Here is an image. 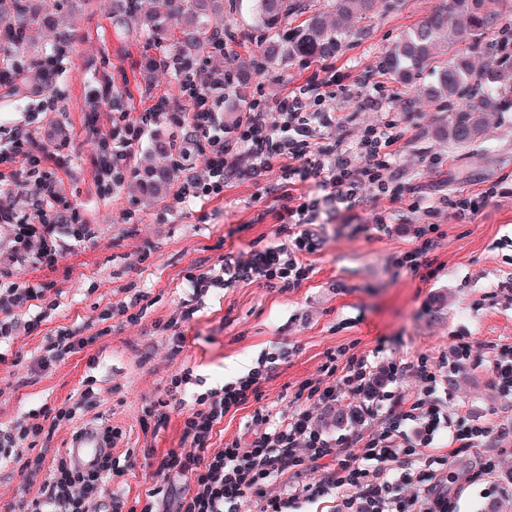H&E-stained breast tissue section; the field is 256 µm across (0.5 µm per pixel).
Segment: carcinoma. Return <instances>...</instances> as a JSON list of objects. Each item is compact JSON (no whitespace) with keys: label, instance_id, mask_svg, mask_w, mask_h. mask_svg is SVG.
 I'll list each match as a JSON object with an SVG mask.
<instances>
[{"label":"carcinoma","instance_id":"obj_1","mask_svg":"<svg viewBox=\"0 0 512 512\" xmlns=\"http://www.w3.org/2000/svg\"><path fill=\"white\" fill-rule=\"evenodd\" d=\"M166 11L154 7V0H114L112 23L122 24L126 18H137L142 30L149 34L165 33L173 41L175 53L165 63L176 71L188 69L190 61L205 49L224 52L225 44L216 43L214 32L205 24L210 11L224 9V0H165ZM256 25L268 34L261 48L263 63L272 69L292 58L328 60L341 46L339 21L368 12L375 0H330V13L312 8L308 0H250ZM504 0H441L431 17L405 35L383 56L380 68L399 74L413 83L422 64L433 55L440 43L452 50L448 65L434 73L429 94L446 99L454 108L451 121L443 133L454 145L466 147L482 136L485 113L512 110V25L503 18ZM55 0H8L0 10V25L8 26L6 39L23 45L28 33L53 20ZM312 12L305 25L286 26L288 16ZM467 43L475 50L492 56L484 70L476 73L463 53L453 47ZM69 26L60 21L55 30L52 51L36 58L28 71L14 73L12 87L18 96L28 94L41 85L49 73V64L69 51ZM221 85L229 111L239 112L247 105L248 76L241 67L224 69ZM153 153L170 161L176 151L173 143L156 138ZM184 152V149L177 150ZM134 179L151 198L167 194L171 169L166 163L134 173Z\"/></svg>","mask_w":512,"mask_h":512}]
</instances>
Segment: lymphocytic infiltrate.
I'll return each instance as SVG.
<instances>
[{
	"label": "lymphocytic infiltrate",
	"mask_w": 512,
	"mask_h": 512,
	"mask_svg": "<svg viewBox=\"0 0 512 512\" xmlns=\"http://www.w3.org/2000/svg\"><path fill=\"white\" fill-rule=\"evenodd\" d=\"M184 90L193 106L189 115V134L213 146L205 178L188 179L181 193L194 198L221 195L224 191V155L235 143H245L255 159L252 175L259 176L274 166L287 167L290 176L306 180L313 172L323 175L322 186L329 198L339 203L354 199L363 189L386 194L389 184L382 172L387 169L381 160L382 149L394 145L396 135L386 130L369 129L365 138L370 159L368 165L355 167L339 156L326 162L324 149L313 142L316 126L331 127L335 119L329 112L310 111V85H303L278 98L275 112L282 117L280 125L269 123L266 110L250 108L240 122L235 136L224 130V101L209 82L190 80ZM151 114L140 120L126 122L123 129L111 130L101 137L95 159L97 185L101 192L119 186L129 148L142 138ZM31 134L16 128L11 148L0 153V165L21 162L35 175V189L27 204L38 217V224L19 226L18 244L38 238V254L51 259L57 246L56 236L66 225L87 227L89 219L81 207L67 200L60 191L56 153L31 154ZM320 199L311 198L294 208H283L279 214L280 231L287 235L285 243L251 249L238 258L225 260L217 268L194 267L186 275L195 296L207 294L212 287H229L239 281L263 280L279 282L295 288L308 280L313 268L308 255L320 247V240L311 231L320 210ZM54 290L49 281L7 282L0 286V343L18 330H34L36 320L18 322L15 310L31 307L33 302H47ZM97 335L86 336L80 330L63 327L49 337L43 354L33 363L36 372L80 353L94 345ZM277 366L276 358L265 360L237 381L224 384L197 396L192 408H185L178 396L181 379H174L165 396L145 403L140 423L154 430L166 428L170 414L183 411L182 447L158 451L146 449L144 459L156 485L144 498L126 503L114 497L103 512H157V504L166 495V484L180 480L183 489L175 500L174 512H240L241 503L253 498L260 503V512H289L291 494L273 495L268 491L271 481L288 471L311 469L326 471V480L303 485L301 494L310 501L335 497L336 512H450L451 501L442 488L443 475L436 470L420 468L419 451H438L440 463L467 449L478 447L492 433L486 424L468 417H451L436 402L433 394L438 381L437 365L421 356L413 361H392L387 370L393 381L406 375L422 385L417 397H405L392 391L384 401L365 405L367 416L385 412V424L367 440L346 442L337 447L312 421V407L329 405L339 397L355 399L365 396L370 370L365 360L341 358L339 352L326 354L323 370L337 375L338 380L326 385L304 383L296 398L299 402L278 423H271L270 414L262 405V383L270 379ZM253 405L251 420L261 426L262 434L251 441L238 439L225 443L221 449L211 446L214 429L230 410ZM76 407L45 408L42 422L21 420L0 427V463L15 461L22 469L38 472L46 459L37 448L40 440L51 439L54 430L72 421ZM499 439L512 436V430L501 429ZM31 457H24V450ZM115 461L104 454L94 470L74 469L67 458L54 460L51 478L40 493L22 499L23 512H92V502L104 478L111 476Z\"/></svg>",
	"instance_id": "obj_1"
}]
</instances>
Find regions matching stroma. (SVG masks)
<instances>
[{"label": "stroma", "mask_w": 512, "mask_h": 512, "mask_svg": "<svg viewBox=\"0 0 512 512\" xmlns=\"http://www.w3.org/2000/svg\"><path fill=\"white\" fill-rule=\"evenodd\" d=\"M439 3L377 0L371 12L348 22L335 59H291L254 78L249 99L268 110L283 94L313 83L311 110L336 116L332 127L317 130L315 140L354 165L364 162L367 129L391 127L400 136L389 169L400 198L366 189L348 203L323 201L311 227L321 247L310 255L314 273L300 287L238 282L198 298L184 282L192 266L211 267L250 247L284 242L278 213L285 203V174L275 169L250 175L253 158L241 147L224 157L221 196L183 197V181L206 173L212 148L203 142L190 145L161 199L143 201L129 181L100 193L94 166L100 133L120 125L122 117L154 113L127 163L128 169L140 168L152 161L155 134L183 139L189 103L180 77L153 64L171 52L168 38L144 36L134 19L113 25L112 0H89L76 12L69 0H58L71 27L72 48L50 76L52 91L38 90L20 101L11 87L0 86V150L10 148L19 126L30 131L33 152L66 142L67 162L57 175L65 197L87 211L90 234L80 242L64 236L50 266L28 265L21 273L25 281H54V305L17 313L22 320L38 315L42 321L34 332H19L5 350L0 424L47 406L73 405L92 387L94 402L55 432L48 454L64 456L76 429L119 428L123 436L112 451L119 467L99 495L107 501L118 493L132 501L152 485L145 477L144 449L179 447L182 428V417L174 412L159 434L144 430L141 407L164 395L170 379L183 370L192 372L182 392L190 403L197 394L246 375L266 354L287 351L264 384L263 403L278 419L289 413L300 384L322 378L325 353L332 349L367 358L377 374L394 359L426 355L439 361L456 341L469 342L482 359L490 345H512V110L489 114L482 137L460 150L437 135L452 117L446 104L379 66L389 47L426 21ZM209 26L230 28L232 35L227 56L205 52L197 58L199 77L258 58L265 35L246 0L230 15L210 16ZM105 85L111 98L104 105L95 94ZM327 89L328 99L322 96ZM369 96L378 99V107L366 106ZM407 100L414 103L408 112ZM490 188L496 196L469 222L440 205L442 199ZM431 222L438 224L439 235L431 252L433 275L424 280L400 268L398 260L416 246V229ZM133 288L149 295L136 322L116 312ZM185 306L195 314L182 325L185 343L177 352L163 326ZM109 307L112 318L99 321ZM62 326H84L101 337L48 371L32 372L45 338ZM435 396L449 414L493 427L512 424V403L499 399L483 363L459 373L443 370ZM504 446L487 475L480 472L482 448L449 463L448 495L456 512H487L502 494L512 495V484L504 481L512 474V438ZM129 449L134 456L127 461L123 455ZM48 480L45 469L32 477L17 465L0 466V512H15L22 490L37 494Z\"/></svg>", "instance_id": "1"}]
</instances>
